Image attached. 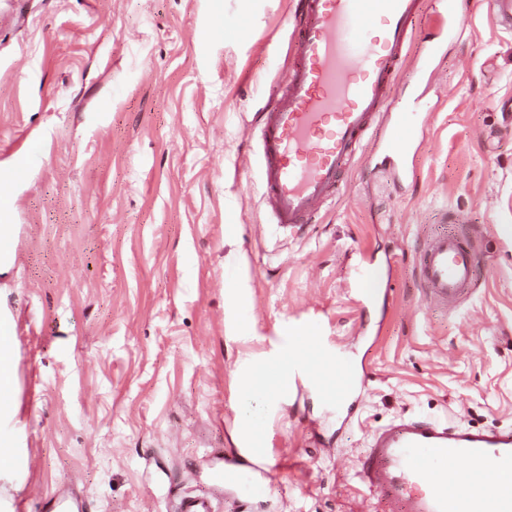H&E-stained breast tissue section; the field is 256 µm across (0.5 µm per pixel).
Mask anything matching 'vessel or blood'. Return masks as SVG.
I'll return each mask as SVG.
<instances>
[{
    "label": "vessel or blood",
    "instance_id": "vessel-or-blood-1",
    "mask_svg": "<svg viewBox=\"0 0 512 512\" xmlns=\"http://www.w3.org/2000/svg\"><path fill=\"white\" fill-rule=\"evenodd\" d=\"M419 6L420 0H299L289 42L294 62L256 127L268 223L284 231L317 223L373 127L385 128L393 156L408 158L411 114L391 103ZM433 18L439 38L427 52L436 56L464 16L453 0H439ZM475 264L471 245L458 234L431 236L418 259L426 301L457 304L470 292ZM483 460L512 471V430L452 429L408 418L374 433L359 476L391 512H512V490L494 482L473 494H449V464Z\"/></svg>",
    "mask_w": 512,
    "mask_h": 512
}]
</instances>
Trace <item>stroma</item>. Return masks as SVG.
Masks as SVG:
<instances>
[{
	"label": "stroma",
	"instance_id": "stroma-1",
	"mask_svg": "<svg viewBox=\"0 0 512 512\" xmlns=\"http://www.w3.org/2000/svg\"><path fill=\"white\" fill-rule=\"evenodd\" d=\"M293 0H0V322L16 415L0 417L15 512H388L358 477L402 417L512 429V31L469 0L419 100L413 168L370 132L320 223L264 222L252 119L291 59ZM422 0L399 82L430 37ZM476 250L453 309L417 256ZM318 336L351 396L295 357ZM294 356L288 398L247 366ZM266 443L219 485L240 419Z\"/></svg>",
	"mask_w": 512,
	"mask_h": 512
}]
</instances>
